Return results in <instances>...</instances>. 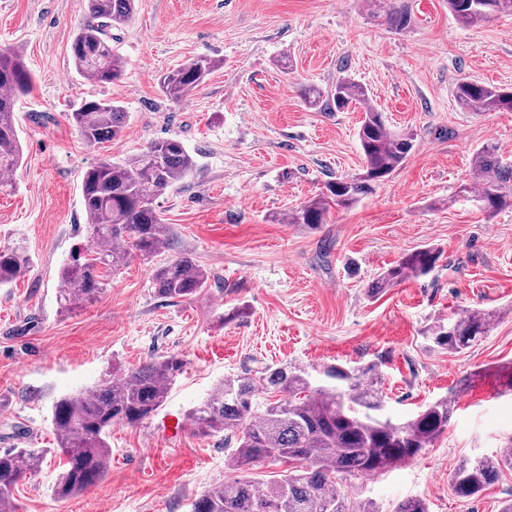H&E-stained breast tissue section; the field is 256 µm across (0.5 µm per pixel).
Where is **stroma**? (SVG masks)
Listing matches in <instances>:
<instances>
[{
	"mask_svg": "<svg viewBox=\"0 0 512 512\" xmlns=\"http://www.w3.org/2000/svg\"><path fill=\"white\" fill-rule=\"evenodd\" d=\"M396 2L413 16L402 31L374 19L368 0H136L131 21L112 32L125 72L98 84L70 54L88 0H0V51L20 49L32 77L16 114L22 163L8 176L13 190L0 193V249L21 245L31 258L23 278L0 287V451L45 453L11 490L17 512H191L195 497L236 476L234 445L220 432L196 434L192 409L224 378L285 364H378L395 419L456 400L432 447L349 477L348 498L379 512L415 496L430 512H501L512 502V470L473 498L449 482L463 459L512 436V211L490 218L459 195L481 146L497 145L512 166V112L469 111L454 96L464 78L512 88V16L464 28L447 0ZM200 56L222 64L182 101L167 99L159 76ZM341 77L364 85L393 129L413 132L414 147L372 193L311 230L289 223V212L364 166L359 107L311 108L299 95ZM87 99L123 106L120 138H80L69 114ZM163 138L196 161L157 204L207 287L179 302L161 297L150 271L171 260L166 252L133 258L93 305L60 311L61 269L87 240L84 173ZM426 245L442 253L431 274L368 294L377 271ZM242 304L246 315L224 323ZM470 308L492 315L473 346L452 353L425 339L435 321ZM168 355L185 366L161 409L138 426L114 425L106 477L56 499L54 401ZM173 415L183 429L165 428Z\"/></svg>",
	"mask_w": 512,
	"mask_h": 512,
	"instance_id": "obj_1",
	"label": "stroma"
}]
</instances>
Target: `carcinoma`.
<instances>
[{
    "instance_id": "1",
    "label": "carcinoma",
    "mask_w": 512,
    "mask_h": 512,
    "mask_svg": "<svg viewBox=\"0 0 512 512\" xmlns=\"http://www.w3.org/2000/svg\"><path fill=\"white\" fill-rule=\"evenodd\" d=\"M448 10L463 27L475 26L494 15L512 14V0H448ZM134 0H89V20L76 33L71 58L76 71L98 84L121 79L125 61L112 46V29L127 24ZM385 21L396 31L412 21L405 6L394 7ZM219 61L192 59L162 75L159 88L179 102L196 89ZM32 77L22 51L0 52V174L16 170L22 146L16 122L17 103L30 91ZM310 106L338 110L357 104L363 117L358 140L364 155L363 172L338 177L325 191L288 214V223L314 230L326 223L331 210L348 208L359 196L371 193L380 174L391 175L408 159L414 137L389 130L383 114L372 105L367 89L341 78L327 91L312 86L301 90ZM458 104L475 112L512 111L503 88L470 79L455 87ZM83 141L97 145L121 135L126 112L113 101L88 100L71 112ZM196 161L182 142L159 139L123 160H101L87 169L82 180L83 207L88 219V244L76 249L61 271L67 288L61 308L75 310L96 301L110 277L129 259L145 260L173 249L174 234L163 222L156 200L194 172ZM461 191L482 203L489 217L512 209V167L502 165L496 146L487 144L472 157L469 183ZM440 258L424 246L383 269L369 286L377 295L409 278L430 274ZM30 258L20 247L0 249V285L24 276ZM208 275L188 253H179L152 269L157 293L172 301L190 298L205 287ZM490 314L470 309L452 321L455 333L437 323L427 339L450 352L478 342L487 331ZM184 362L171 355L145 362L117 382L108 381L82 394L66 395L52 407L57 453L65 459L55 496L66 500L104 479L112 456L107 437L112 426H135L150 418L165 402ZM324 375L333 387L314 385L306 369L282 366L264 375L227 377L191 411L194 429L201 435L225 431L237 447L231 466L242 475L204 491L191 512H379L371 502L355 503L340 486L349 475L381 472L416 457L434 445L448 427L455 401L439 399L415 417L393 422L384 417L385 395L376 366H331ZM277 390L282 398L263 411L255 397ZM269 460L291 466L283 478L261 489L243 472ZM43 452L11 448L0 452V512H16L11 489L26 474L39 470ZM512 470V436L492 456L465 459L453 471L451 485L462 498L478 495Z\"/></svg>"
}]
</instances>
